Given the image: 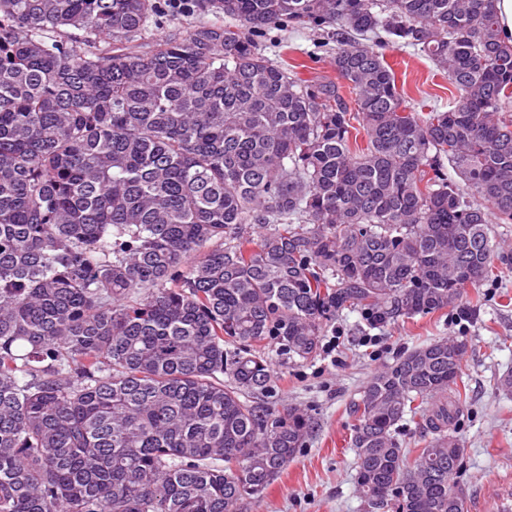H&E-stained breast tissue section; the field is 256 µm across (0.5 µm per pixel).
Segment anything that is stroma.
<instances>
[{"instance_id":"obj_1","label":"stroma","mask_w":512,"mask_h":512,"mask_svg":"<svg viewBox=\"0 0 512 512\" xmlns=\"http://www.w3.org/2000/svg\"><path fill=\"white\" fill-rule=\"evenodd\" d=\"M321 39L320 33L300 26L279 32L267 42L265 54L303 77L332 81L336 74L330 55L317 48ZM383 53L415 112L447 109L454 89L431 61L393 44ZM480 291L482 306L465 316L443 310L371 327L358 313H344L324 330L336 339L331 361L318 353L306 362H293L276 343H268L265 352L273 372L262 402L306 409L315 431L273 484L260 497L241 500L236 512H367L355 490L351 402L374 373L404 352L440 338L466 344L462 372L467 400L457 429L463 448L459 482L468 500H484L485 512H496L489 491L512 477V394L497 386L498 378L512 370V272ZM372 335L377 338L373 344L368 341Z\"/></svg>"}]
</instances>
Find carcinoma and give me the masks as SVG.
I'll use <instances>...</instances> for the list:
<instances>
[{"label":"carcinoma","instance_id":"carcinoma-1","mask_svg":"<svg viewBox=\"0 0 512 512\" xmlns=\"http://www.w3.org/2000/svg\"><path fill=\"white\" fill-rule=\"evenodd\" d=\"M169 9L0 0V512H235L313 429L250 400L264 343L305 361L346 310H454L512 268L494 0H195L217 20L139 53ZM295 25L336 43L352 103L261 51ZM385 41L446 74L447 110H410ZM464 350L417 346L353 402L370 512H467ZM408 422L431 434L410 465Z\"/></svg>","mask_w":512,"mask_h":512}]
</instances>
